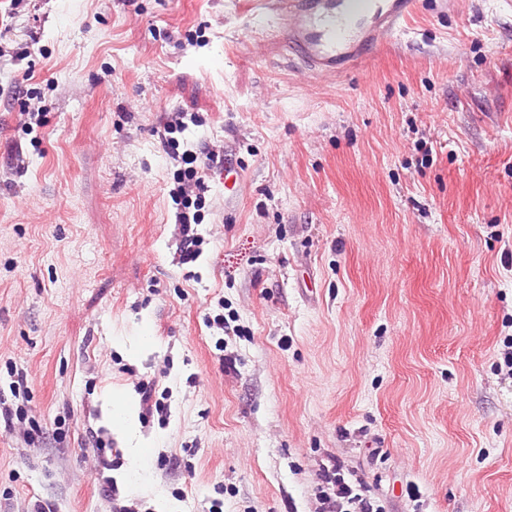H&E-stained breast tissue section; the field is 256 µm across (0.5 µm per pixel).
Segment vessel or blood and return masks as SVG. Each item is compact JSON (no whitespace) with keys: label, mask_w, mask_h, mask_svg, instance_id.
Returning a JSON list of instances; mask_svg holds the SVG:
<instances>
[{"label":"vessel or blood","mask_w":512,"mask_h":512,"mask_svg":"<svg viewBox=\"0 0 512 512\" xmlns=\"http://www.w3.org/2000/svg\"><path fill=\"white\" fill-rule=\"evenodd\" d=\"M422 0H267L288 50L313 74L340 76L420 11Z\"/></svg>","instance_id":"vessel-or-blood-1"}]
</instances>
